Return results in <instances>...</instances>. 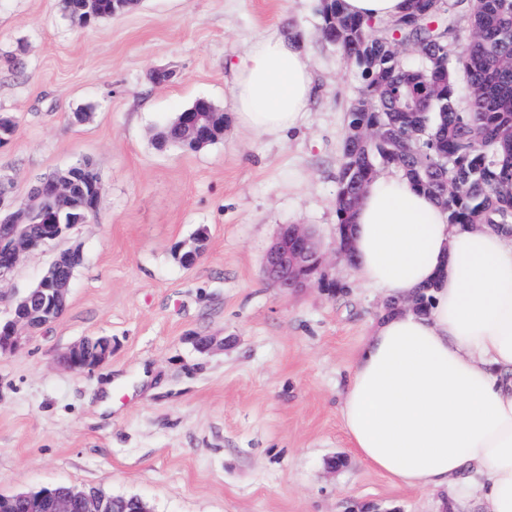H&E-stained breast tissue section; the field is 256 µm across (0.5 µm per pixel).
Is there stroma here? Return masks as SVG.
<instances>
[{
  "instance_id": "1",
  "label": "stroma",
  "mask_w": 512,
  "mask_h": 512,
  "mask_svg": "<svg viewBox=\"0 0 512 512\" xmlns=\"http://www.w3.org/2000/svg\"><path fill=\"white\" fill-rule=\"evenodd\" d=\"M319 0H141L81 28L60 0H0V178L15 195L89 160L96 217L25 254L0 284V312L62 251L84 261L63 316L0 354V495L52 484L137 495L154 512H487L459 485H394L354 454L339 407L385 302L332 256L336 169L357 70L322 40ZM300 38L317 92L300 129L228 124L196 152L156 143L205 97L228 110V58L257 39ZM172 71L153 83L152 71ZM89 118L76 124L72 113ZM305 224L345 287L282 293L262 274L278 228ZM208 238L196 265L178 244ZM112 339L81 373L74 342ZM211 338L202 352L197 339ZM112 407L98 411L103 382ZM94 343H98V350L100 352L98 360L95 362V366H99L104 363L111 355H112V341H104L97 340L95 342L91 338H84L78 342L72 344L69 349L63 354L61 358V362L68 369L75 372H84L86 370L91 369L89 365L93 364L91 358H93V351L88 352L87 359L89 360V365L83 359V353L86 348Z\"/></svg>"
}]
</instances>
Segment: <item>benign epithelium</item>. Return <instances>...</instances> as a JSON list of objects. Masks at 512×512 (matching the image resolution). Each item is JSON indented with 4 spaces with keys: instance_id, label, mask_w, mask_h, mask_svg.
Returning a JSON list of instances; mask_svg holds the SVG:
<instances>
[{
    "instance_id": "obj_1",
    "label": "benign epithelium",
    "mask_w": 512,
    "mask_h": 512,
    "mask_svg": "<svg viewBox=\"0 0 512 512\" xmlns=\"http://www.w3.org/2000/svg\"><path fill=\"white\" fill-rule=\"evenodd\" d=\"M224 124V114L195 107L183 112L175 136L186 146L196 147L207 142L212 132L224 130ZM74 195V183L55 173L40 178L24 197L15 196L10 185L0 179V282L14 270L24 253L64 236L98 212L100 186H95L92 198L80 205L73 204ZM349 235L348 226H336L333 252L350 261ZM204 240L205 236L198 232L192 243L180 245L178 257L183 265L197 263ZM324 260V251L305 225L284 224L266 252L263 272L284 292L311 286L325 291L329 285L336 286V281L322 273ZM82 262L83 254L78 248L60 254L37 285L17 298L6 315H0L1 354L13 352L23 333L34 332L59 319L57 310L66 305L72 272ZM94 343L99 350L96 365H101L112 355L110 340L96 342L84 338L69 347L61 362L75 372L90 369L83 353ZM18 502L25 505L27 512H109L110 508L100 494L72 486L63 494L43 489L38 493H17L3 498L0 512H12V506Z\"/></svg>"
}]
</instances>
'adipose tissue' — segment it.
I'll use <instances>...</instances> for the list:
<instances>
[{"mask_svg":"<svg viewBox=\"0 0 512 512\" xmlns=\"http://www.w3.org/2000/svg\"><path fill=\"white\" fill-rule=\"evenodd\" d=\"M237 122L277 134L315 92L301 45L254 42L230 66ZM359 282L427 313L382 315L347 378L340 407L352 448L399 486L445 489L458 475L489 512H512V225L449 223L402 173L379 172L353 218Z\"/></svg>","mask_w":512,"mask_h":512,"instance_id":"ef3b65f1","label":"adipose tissue"}]
</instances>
